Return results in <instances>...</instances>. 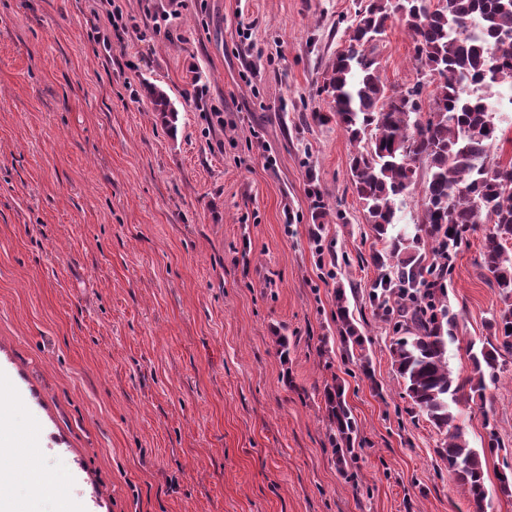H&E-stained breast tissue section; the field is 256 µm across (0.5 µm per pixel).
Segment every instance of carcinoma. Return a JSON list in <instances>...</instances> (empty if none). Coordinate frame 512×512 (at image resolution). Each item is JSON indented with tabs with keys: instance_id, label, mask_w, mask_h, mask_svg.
Instances as JSON below:
<instances>
[{
	"instance_id": "carcinoma-1",
	"label": "carcinoma",
	"mask_w": 512,
	"mask_h": 512,
	"mask_svg": "<svg viewBox=\"0 0 512 512\" xmlns=\"http://www.w3.org/2000/svg\"><path fill=\"white\" fill-rule=\"evenodd\" d=\"M365 0L351 25L353 36L336 54L324 79L333 116L356 149L349 176L375 240L370 263L373 314L392 326V365L403 379L407 412L424 415L445 433L436 449L448 473L466 485L474 512H485V457L469 447L458 423L463 402H485L505 356L512 357V158L491 154L509 121L490 106L487 93L512 87V0ZM409 32L416 71L429 77L387 93L377 43L388 23ZM151 110L174 126L178 110L168 93L146 85ZM427 121L416 124V115ZM420 190L422 218L415 234L395 231L396 200ZM487 225L478 266L498 288L503 308L486 328L480 347L467 345L470 375L455 379L448 344L458 341V314L448 302L460 245ZM336 321L345 349L378 389L364 339L344 288L334 292ZM330 442L338 462L351 453L355 417L342 386L324 390Z\"/></svg>"
}]
</instances>
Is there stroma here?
I'll return each instance as SVG.
<instances>
[{
	"mask_svg": "<svg viewBox=\"0 0 512 512\" xmlns=\"http://www.w3.org/2000/svg\"><path fill=\"white\" fill-rule=\"evenodd\" d=\"M361 0H0V441L5 466L56 484L81 512H473L411 417L368 300L377 243L348 176L353 146L322 89ZM121 11L123 34L109 16ZM390 85L413 82L412 40L378 46ZM176 102V133L145 84ZM324 225L321 242L311 230ZM458 251L449 303L465 347L501 306ZM346 256L328 277L330 254ZM374 370L340 338L336 286ZM288 336L281 362L276 334ZM345 388L359 427L337 465L322 392ZM485 405L487 512H512V358Z\"/></svg>",
	"mask_w": 512,
	"mask_h": 512,
	"instance_id": "obj_1",
	"label": "stroma"
}]
</instances>
